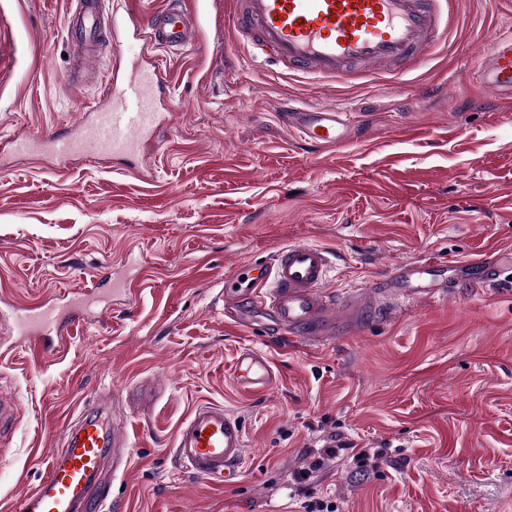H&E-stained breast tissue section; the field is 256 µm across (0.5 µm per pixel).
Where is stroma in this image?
<instances>
[{
    "label": "stroma",
    "mask_w": 512,
    "mask_h": 512,
    "mask_svg": "<svg viewBox=\"0 0 512 512\" xmlns=\"http://www.w3.org/2000/svg\"><path fill=\"white\" fill-rule=\"evenodd\" d=\"M69 0H0V152L67 131L98 88L69 92ZM512 0H453L448 37L400 75L322 81L279 73L224 36V74L203 50L167 59L171 129L142 179L118 160L15 158L0 172V296L16 305L92 292L127 255L134 298L103 299L60 355L36 363L0 322V390L19 407L0 437V512L35 485L81 404L103 400L131 445L113 512H512V291L459 284L447 297L343 320L333 342L270 343L224 322V277L280 248H326L327 290L405 261L454 264L512 248V99L475 80ZM349 113L345 144L315 150L283 105ZM274 361L262 395L234 384L240 345ZM220 403L246 428L247 463L214 489L181 471L178 426ZM349 441L305 481L308 453Z\"/></svg>",
    "instance_id": "stroma-1"
}]
</instances>
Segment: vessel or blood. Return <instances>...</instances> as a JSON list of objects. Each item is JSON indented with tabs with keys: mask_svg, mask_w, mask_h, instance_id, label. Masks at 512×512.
Instances as JSON below:
<instances>
[{
	"mask_svg": "<svg viewBox=\"0 0 512 512\" xmlns=\"http://www.w3.org/2000/svg\"><path fill=\"white\" fill-rule=\"evenodd\" d=\"M219 28L248 40L284 71L324 78L345 76L353 68L388 64L405 70L426 57L447 35V0H230L218 14ZM67 38L78 50L76 68L66 82L80 88L84 74L98 78L100 91L76 131L54 130L17 137L15 154L38 158L49 153L58 167L78 154L122 159L138 171L146 151L161 143L166 129L161 94L167 86L163 69L169 53L185 52L201 43L197 19L188 0H168L150 15L106 10L104 0H74L67 15ZM141 52L128 56L127 40ZM485 87L512 97V31L499 34L480 71ZM281 119L314 148L343 143L346 113L333 108H283ZM481 269L482 286L494 287L512 277V252L487 251L468 260ZM331 268L323 247L296 243L279 249L269 266L259 267L248 287H240L243 268L224 281V316L242 328H263L273 338L325 342L338 318L356 311L362 301L375 303L434 300L445 287L422 283L421 266L399 264L372 287L354 288L343 296L328 293ZM88 304L75 297L68 304L43 302L19 307L0 299V318L11 319L34 360L59 353L75 324L84 320ZM232 378L241 389L263 393L279 373L270 358L252 346L239 348ZM127 432L112 420L105 404L83 409L68 422L60 446L45 459V473L14 504L15 512H112L109 487L98 481L106 462L126 460ZM245 428L223 405H197L175 435L172 455L183 471L212 486L236 483L246 455Z\"/></svg>",
	"mask_w": 512,
	"mask_h": 512,
	"instance_id": "1",
	"label": "vessel or blood"
}]
</instances>
